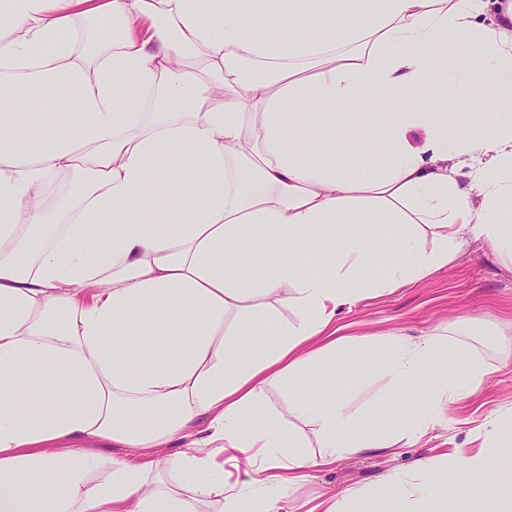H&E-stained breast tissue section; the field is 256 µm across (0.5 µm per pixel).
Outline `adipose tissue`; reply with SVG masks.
Segmentation results:
<instances>
[{"mask_svg": "<svg viewBox=\"0 0 512 512\" xmlns=\"http://www.w3.org/2000/svg\"><path fill=\"white\" fill-rule=\"evenodd\" d=\"M305 15L312 30L295 34ZM440 79L478 102L480 137L456 139L460 114L428 111ZM360 100L380 133L354 165L319 144L358 127L309 105ZM511 100L512 0H0V512H280L227 485L218 457L283 458L301 479L383 447L338 401L292 408L316 456L249 411L335 359L338 308L429 276L468 236L512 260ZM454 159L471 162L468 187ZM151 167L164 177L147 192ZM318 232L331 250L297 249ZM249 238L279 256L257 281L234 274ZM248 329L275 340L242 350ZM145 332L177 342L148 348ZM442 354L400 340L385 370L404 387L433 364L449 403L466 400L490 366L464 342ZM478 437V450L453 446L428 492L492 478L484 512H512V460L494 452L512 428L493 416ZM104 441L140 462L97 475L83 448ZM177 442L171 485L148 455Z\"/></svg>", "mask_w": 512, "mask_h": 512, "instance_id": "obj_1", "label": "adipose tissue"}]
</instances>
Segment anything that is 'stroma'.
Returning <instances> with one entry per match:
<instances>
[{
	"mask_svg": "<svg viewBox=\"0 0 512 512\" xmlns=\"http://www.w3.org/2000/svg\"><path fill=\"white\" fill-rule=\"evenodd\" d=\"M454 320L470 332V344L496 371L476 397L430 417L421 425L424 434L419 437V425L407 412L431 402L430 367H422L412 385L402 389L380 363L391 338L417 341L435 334L444 342L446 327ZM336 323L349 341L338 347L335 365L309 370L307 383L322 401H343L363 437H382L389 445L344 454L295 483L260 488L255 500H279L282 512H310L350 493L381 501L388 512H396L395 490L383 481L393 474L413 491L416 512H483L495 491L494 482L473 486L463 500L448 497L442 510L421 489L447 471L450 444L468 446L488 417L512 416V363L500 362L502 352L512 350V263L484 241L466 239L446 267L395 290L367 294L353 308H340ZM421 459L433 460L432 473L416 470Z\"/></svg>",
	"mask_w": 512,
	"mask_h": 512,
	"instance_id": "stroma-1",
	"label": "stroma"
}]
</instances>
